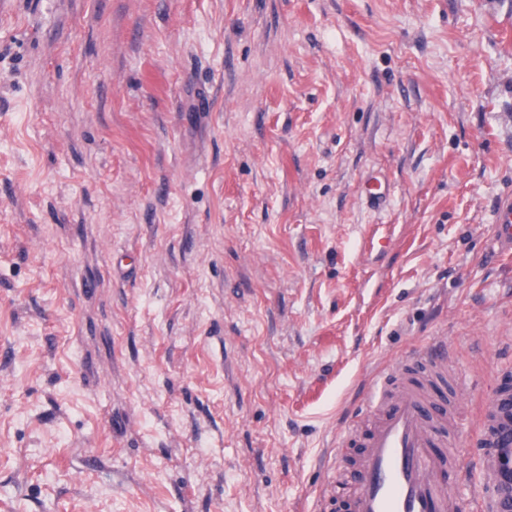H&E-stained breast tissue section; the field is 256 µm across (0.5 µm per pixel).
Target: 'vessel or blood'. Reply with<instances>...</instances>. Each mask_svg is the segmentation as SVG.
Listing matches in <instances>:
<instances>
[{
  "label": "vessel or blood",
  "mask_w": 512,
  "mask_h": 512,
  "mask_svg": "<svg viewBox=\"0 0 512 512\" xmlns=\"http://www.w3.org/2000/svg\"><path fill=\"white\" fill-rule=\"evenodd\" d=\"M495 238L512 251V197L495 214ZM448 364L445 346H433L400 362L377 379L363 415L352 418L346 439H360L362 455L344 479L354 487L352 512H460L445 473L448 423L459 412L464 386L438 387ZM483 452L476 472L480 492L474 512H512V392L488 395L479 415Z\"/></svg>",
  "instance_id": "vessel-or-blood-1"
}]
</instances>
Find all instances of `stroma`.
Masks as SVG:
<instances>
[{
    "label": "stroma",
    "mask_w": 512,
    "mask_h": 512,
    "mask_svg": "<svg viewBox=\"0 0 512 512\" xmlns=\"http://www.w3.org/2000/svg\"><path fill=\"white\" fill-rule=\"evenodd\" d=\"M512 0H0V512H315L392 360L512 366ZM495 238L512 252V197L501 202L495 214Z\"/></svg>",
    "instance_id": "stroma-1"
}]
</instances>
